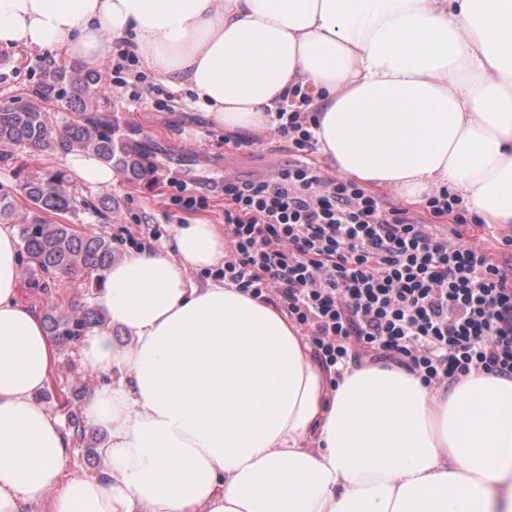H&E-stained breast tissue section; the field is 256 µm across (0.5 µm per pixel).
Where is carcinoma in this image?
Segmentation results:
<instances>
[{
  "instance_id": "1",
  "label": "carcinoma",
  "mask_w": 512,
  "mask_h": 512,
  "mask_svg": "<svg viewBox=\"0 0 512 512\" xmlns=\"http://www.w3.org/2000/svg\"><path fill=\"white\" fill-rule=\"evenodd\" d=\"M34 97L43 102L66 100L75 118L58 123L36 105H0V144L48 153L92 154L132 185L154 174V148L144 141L116 135L109 115L112 101L99 72L79 64L52 70L37 85ZM20 191L39 212L66 215L86 205L75 197L61 172L25 180ZM20 236L29 262L30 288L49 287L48 275L101 273L115 260L110 242L77 235L67 224H24ZM46 321L50 335L65 344L102 324L104 316L101 310L88 307L72 314L51 311Z\"/></svg>"
}]
</instances>
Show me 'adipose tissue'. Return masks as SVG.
Wrapping results in <instances>:
<instances>
[{"label": "adipose tissue", "instance_id": "1", "mask_svg": "<svg viewBox=\"0 0 512 512\" xmlns=\"http://www.w3.org/2000/svg\"><path fill=\"white\" fill-rule=\"evenodd\" d=\"M117 43L225 134L303 95L326 171L512 224V0H0V48L97 66ZM65 164L119 179L87 154ZM225 254L223 230L192 218L103 272L109 325L79 353L112 378L82 408L104 469L70 477L36 400L55 349L0 225V512H512V377L449 388L389 362L329 379L284 310L191 278Z\"/></svg>", "mask_w": 512, "mask_h": 512}]
</instances>
